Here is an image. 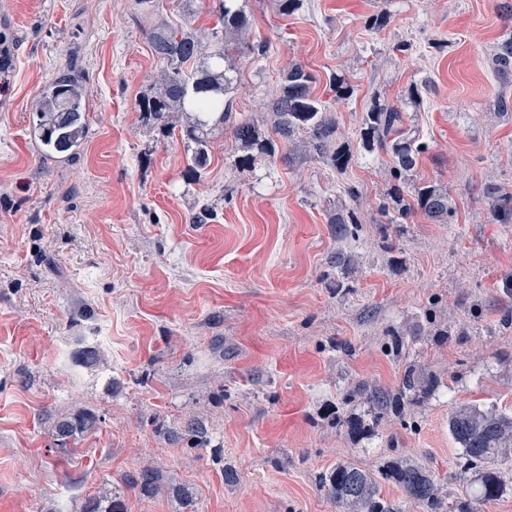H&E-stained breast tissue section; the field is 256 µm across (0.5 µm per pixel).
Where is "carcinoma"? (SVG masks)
Listing matches in <instances>:
<instances>
[{
  "label": "carcinoma",
  "mask_w": 512,
  "mask_h": 512,
  "mask_svg": "<svg viewBox=\"0 0 512 512\" xmlns=\"http://www.w3.org/2000/svg\"><path fill=\"white\" fill-rule=\"evenodd\" d=\"M275 13L290 16L304 0H271ZM136 19L146 36L151 54L159 63L153 86L139 101L146 125L162 137L178 135L189 157L188 173L199 176L211 163L214 136L229 133L234 162L240 167L270 163L279 152H302L326 161L335 171H344L351 162L347 150L338 144V126L330 103L313 93L317 78L301 61H292L281 72L275 91L265 102L267 119L258 121L236 110L235 92L242 79L239 62L255 61L267 55L271 44L252 39L251 14L247 0H219L217 20L211 27H193L184 18L179 24L157 20L163 0H135ZM494 76L512 85V33L495 45L491 58ZM330 91L338 99L348 97L353 85L345 77L331 74ZM88 92L76 68L68 65L45 86L35 105L32 134L44 159L69 160L83 150L88 133ZM401 107L373 100L363 113L360 138L364 148L377 156H387L391 175L398 184L380 205L387 223L421 216L435 224H448L452 207L448 186L434 180L416 179L427 145L408 127ZM487 219L492 224H512V194L492 182L482 187ZM329 230L338 242L354 246L359 240L360 220L354 209L329 212ZM336 270V290L350 287L358 273L357 255L338 249L327 257ZM398 345L393 355L402 363L401 377L394 389L382 390L364 382L347 394L350 403L366 405L380 415L399 405L422 407L439 394L444 373L429 363L410 361ZM336 422L353 439L374 431V425L359 416H342L333 411ZM98 416L88 409L59 418L52 434L59 449L96 430ZM155 431L195 450L210 445V434L200 417L189 416L183 428L170 432L162 426ZM448 434L455 445L463 477V498L457 512H480V506L498 500L512 489V476L501 468L512 456V413L494 405L464 403L448 413ZM214 461L222 465L224 483L239 481L237 471L224 462L222 450L213 449ZM125 484L142 497H153L162 489L163 476L147 464ZM395 485L402 497L422 512H442L443 485L430 466L403 454L386 460L372 473L351 460H338L320 473L318 486L336 512H403L395 500L382 494V483ZM79 512H129L124 492L112 490L107 505L90 498Z\"/></svg>",
  "instance_id": "1"
}]
</instances>
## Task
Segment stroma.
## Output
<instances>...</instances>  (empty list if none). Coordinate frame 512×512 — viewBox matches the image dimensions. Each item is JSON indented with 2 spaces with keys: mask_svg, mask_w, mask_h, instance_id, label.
Segmentation results:
<instances>
[{
  "mask_svg": "<svg viewBox=\"0 0 512 512\" xmlns=\"http://www.w3.org/2000/svg\"><path fill=\"white\" fill-rule=\"evenodd\" d=\"M499 0H305L281 18L249 0L255 39L272 47L245 66L241 111L263 102L289 60L316 74L329 98L336 73L355 87L333 106L352 156L346 173L301 156L236 166L228 138L210 165L187 175L178 140L145 126L138 101L158 69L134 0H0V512H78L144 463L166 488L131 512H177L168 489L189 488L197 512H336L316 478L352 458L376 471L388 440L435 471L448 504L462 496L448 413L458 403L512 410V225L487 221L481 187L512 193V119L490 54L507 24ZM386 11L374 31L367 17ZM76 62L90 89L89 132L67 163L40 161L33 104ZM430 78L409 122L427 144L418 179L447 184L450 223L381 225L394 180L363 149L373 99L403 102ZM207 203L211 218L192 215ZM362 224L352 287L330 285L334 207ZM448 335L423 336L412 360L444 369L439 398L384 415L354 440L327 411L353 382L394 387L395 336L421 323L429 300ZM98 360L84 364L80 351ZM92 408L96 432L56 448L59 415ZM207 418L212 448L238 472L224 482L209 450L186 451L154 422Z\"/></svg>",
  "mask_w": 512,
  "mask_h": 512,
  "instance_id": "obj_1",
  "label": "stroma"
}]
</instances>
